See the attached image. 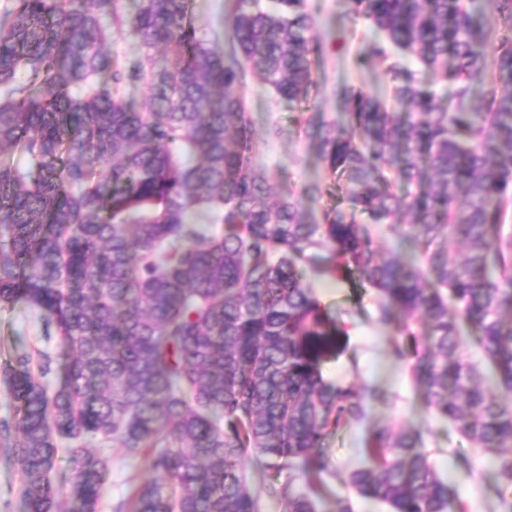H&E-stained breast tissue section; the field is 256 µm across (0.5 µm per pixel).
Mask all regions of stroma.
<instances>
[{"label": "stroma", "instance_id": "stroma-1", "mask_svg": "<svg viewBox=\"0 0 512 512\" xmlns=\"http://www.w3.org/2000/svg\"><path fill=\"white\" fill-rule=\"evenodd\" d=\"M232 9L233 0L191 2L194 24L199 34L207 38L223 33ZM305 11L313 20L310 36L320 48L319 54L311 58L318 95L302 105L291 103L275 97L251 77L247 78L242 93L254 132V162L274 172L275 194L303 198L306 209L317 216L323 208L336 206L341 193L335 178L329 175L309 141L294 126L295 112H315L326 121H336L341 117L334 94L337 85L346 84L384 97L389 92L392 76L385 61L365 53L364 47L373 33L355 16L351 0H305ZM313 185L321 187V195L304 198V190ZM304 274L306 285L315 290L320 304L345 332L343 352L330 356L322 364L325 381L341 386L356 383L375 387L394 396L390 405L368 404L364 421L351 424L326 440L334 467L346 471L356 465L368 432L392 421L428 425L432 431L429 448L437 461H444L448 423L427 411L406 364L391 356L389 342L396 330L377 321L380 303L377 292L359 285L357 280L337 276L333 279L332 290L325 293L321 290L323 274L309 265L305 266ZM44 352L51 358V370L44 382L53 390L61 382V367L67 360V350L58 337H44L36 310L23 304L0 308V367L23 355L31 356L33 364H40V355ZM88 446L110 459L111 474L99 512H115L116 505L125 497L130 484L136 482L146 462L129 460L121 451L95 439L89 440ZM455 481L471 512H491L488 489L496 482L492 462L479 460L475 478H467L459 471ZM0 512H27L19 467L1 433Z\"/></svg>", "mask_w": 512, "mask_h": 512}]
</instances>
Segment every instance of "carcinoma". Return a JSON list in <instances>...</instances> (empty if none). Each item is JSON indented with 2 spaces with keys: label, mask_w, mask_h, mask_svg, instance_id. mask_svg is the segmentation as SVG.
<instances>
[{
  "label": "carcinoma",
  "mask_w": 512,
  "mask_h": 512,
  "mask_svg": "<svg viewBox=\"0 0 512 512\" xmlns=\"http://www.w3.org/2000/svg\"><path fill=\"white\" fill-rule=\"evenodd\" d=\"M496 2L505 33L487 52L476 0H353L399 55L393 104L344 86L343 121L296 119L349 206L319 222L291 195L268 202L274 174L252 160L239 93L249 74L288 101L318 91L304 0H235L224 50L198 35L189 0H139L133 14L119 0H12L0 13V306L40 310L70 351L52 392L28 357L4 367L27 512H61L60 439L69 497L99 512L109 459L89 436L148 461L117 512H261L263 493L319 512L325 474L346 490L335 512H354V496L469 512L421 424L379 427L363 461L333 468L325 438L392 396L323 379L341 330L301 269L322 250L326 272L379 293L393 356L458 437L448 462L472 478L474 458H491L512 512V0ZM114 30L137 55L112 57ZM406 60L457 82L453 103ZM135 83L150 89L138 105L122 94ZM381 224L420 258L383 254ZM466 327L492 386L464 356Z\"/></svg>",
  "instance_id": "obj_1"
}]
</instances>
